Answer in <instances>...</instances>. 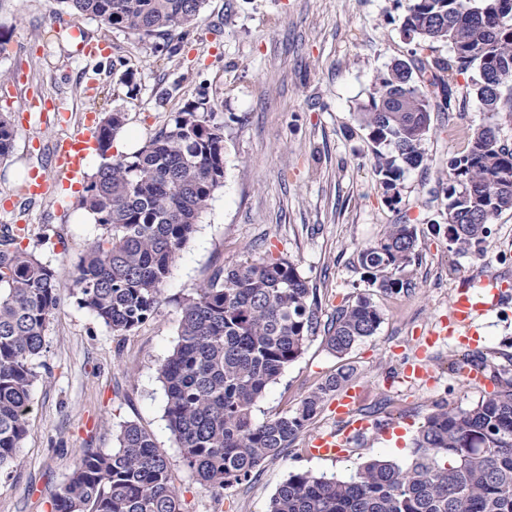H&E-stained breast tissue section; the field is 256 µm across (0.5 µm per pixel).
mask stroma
<instances>
[{
	"instance_id": "1",
	"label": "stroma",
	"mask_w": 512,
	"mask_h": 512,
	"mask_svg": "<svg viewBox=\"0 0 512 512\" xmlns=\"http://www.w3.org/2000/svg\"><path fill=\"white\" fill-rule=\"evenodd\" d=\"M408 0H207L178 56L155 53L100 21L63 13L57 0H0V112L15 128L0 160V200L15 196L31 169L64 175L50 162L54 142L82 130L87 116L120 111L140 140L159 131L185 103L206 100L224 125V185L171 268L161 305L133 332L118 335L65 293L47 326L46 352L32 389L27 436L12 467L0 472V512H51L50 501L82 449L108 452L120 425L150 432L165 453L181 512H266L290 472L349 478L365 462H412V441L436 405L469 407L488 393L462 383L468 350L450 338L431 352L433 379L401 385L395 376L413 356L416 337L438 328L461 282L496 276L512 283V211L491 226L482 255H458L444 233L447 163L467 147V132L487 124L471 86L457 76L451 110L431 114L425 165L408 170L398 201L384 202L373 145L355 112L375 75L411 57L401 31ZM131 82H123L124 72ZM79 189L22 200L0 211V230L21 224L22 249L72 284L98 225L79 220ZM415 225L419 247L408 268L411 287L389 294L373 287L357 261L361 247L387 225ZM258 256L293 261L317 292L321 319L369 297L381 310L377 332L345 355L323 335L309 338L255 407L257 420L294 411L338 370H354L358 417L394 424L383 437L366 433L339 460L307 455L310 439L336 428L329 405L280 456L249 481L204 486L185 464L164 416L158 368L175 347L180 308L216 273ZM480 353L488 375L512 379V296L481 321Z\"/></svg>"
}]
</instances>
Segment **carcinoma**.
<instances>
[{"label":"carcinoma","mask_w":512,"mask_h":512,"mask_svg":"<svg viewBox=\"0 0 512 512\" xmlns=\"http://www.w3.org/2000/svg\"><path fill=\"white\" fill-rule=\"evenodd\" d=\"M78 17L162 40L176 56L206 0H59ZM404 37L423 51L448 44L446 59L397 60L374 80L357 112L374 145L375 173L393 203L408 169L425 162L422 144L438 103L450 104L455 75L475 70L472 86L490 118L512 121V0H408ZM448 74L441 78L438 73ZM123 112L99 122L102 163L78 206L96 215L102 233L74 280L78 303L112 332L129 333L162 301L178 253L224 182V125L205 102H191L135 154L109 158L126 125ZM0 113V158L14 146ZM446 230L458 254L485 253L490 224L512 211V149L491 126L474 130L465 151L448 160ZM0 234V471L16 459L28 432L35 360L66 285ZM417 229L389 224L358 253L371 284L399 294L416 254ZM178 340L159 368L165 418L187 466L204 485L226 489L250 480L278 457L353 376L342 370L312 390L291 413L262 422L253 411L309 337L323 329L338 355L376 333L382 313L366 296L322 323L316 291L295 263L247 260L180 302ZM117 447L82 451L53 498V512H181L167 459L153 436L120 426ZM267 512H512V381L471 408L439 404L414 442L413 461L374 459L347 480L295 471Z\"/></svg>","instance_id":"cac0c4a2"}]
</instances>
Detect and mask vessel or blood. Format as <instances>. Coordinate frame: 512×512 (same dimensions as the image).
<instances>
[{
  "label": "vessel or blood",
  "instance_id": "1",
  "mask_svg": "<svg viewBox=\"0 0 512 512\" xmlns=\"http://www.w3.org/2000/svg\"><path fill=\"white\" fill-rule=\"evenodd\" d=\"M97 137L96 129L90 126L76 135L57 140L51 154L54 166L67 178L82 177L83 162ZM504 290V281L496 277L483 278L476 290L466 286L458 288L447 322L442 323L440 330L418 337L415 356L401 374V382L412 384L430 380L429 351L442 336L454 332L459 341L477 343L480 319L498 306ZM359 398L360 389L356 386L345 388L337 396L333 409L340 427L315 435L308 450L310 456L326 460L340 458L346 454L350 441L368 429V422L354 416Z\"/></svg>",
  "mask_w": 512,
  "mask_h": 512
}]
</instances>
